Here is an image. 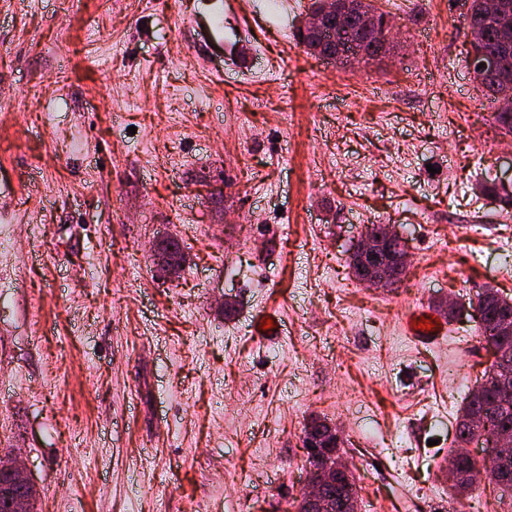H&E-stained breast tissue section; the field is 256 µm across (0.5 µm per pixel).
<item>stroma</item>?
Masks as SVG:
<instances>
[{
    "label": "stroma",
    "instance_id": "stroma-1",
    "mask_svg": "<svg viewBox=\"0 0 512 512\" xmlns=\"http://www.w3.org/2000/svg\"><path fill=\"white\" fill-rule=\"evenodd\" d=\"M208 3L0 0V455L36 512H295L319 415L362 512H448L494 356L470 316L433 349L402 320L512 298V209L479 189L512 182V136L466 10L375 0L400 48L339 69L293 36L311 0H224L220 43ZM371 224L408 241L394 288L348 268ZM170 236L175 279L153 261ZM154 256L163 257L170 277L179 276L183 270L185 256L179 243L172 239L163 240L156 245ZM265 318L273 319V327H270L268 329L261 328V325L263 323H266ZM252 333L255 336H258L264 341H267L269 343H277L283 339V336H285V331L283 328V323L281 318L272 312H259L254 317V323H253V330Z\"/></svg>",
    "mask_w": 512,
    "mask_h": 512
}]
</instances>
